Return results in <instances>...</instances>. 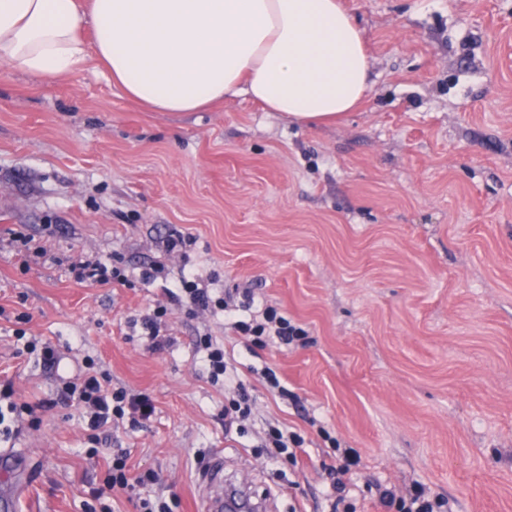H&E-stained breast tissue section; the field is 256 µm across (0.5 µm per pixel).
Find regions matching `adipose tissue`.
Here are the masks:
<instances>
[{
	"label": "adipose tissue",
	"mask_w": 512,
	"mask_h": 512,
	"mask_svg": "<svg viewBox=\"0 0 512 512\" xmlns=\"http://www.w3.org/2000/svg\"><path fill=\"white\" fill-rule=\"evenodd\" d=\"M91 58L150 112L243 95L308 125L352 111L370 76L340 0H0V62L52 80Z\"/></svg>",
	"instance_id": "ef3b65f1"
}]
</instances>
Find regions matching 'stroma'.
<instances>
[{
    "label": "stroma",
    "mask_w": 512,
    "mask_h": 512,
    "mask_svg": "<svg viewBox=\"0 0 512 512\" xmlns=\"http://www.w3.org/2000/svg\"><path fill=\"white\" fill-rule=\"evenodd\" d=\"M370 55L360 107L333 125L285 122L242 97L148 112L96 62L52 81L0 62V379L42 403L0 448L32 465L19 512H207L206 469L265 512H331L322 431L360 456L357 512L414 483L450 512H512V0H342ZM192 238L166 256L170 231ZM165 263L167 280L78 283L77 258ZM254 293L309 332L249 348L223 313L176 305L171 343L140 322L182 275ZM223 343L254 401L244 432L196 349ZM60 354L43 365L24 341ZM148 394L149 421L92 439L62 394L87 367ZM273 368L296 401L258 375ZM304 439L270 464L267 424ZM151 481L106 488L112 459Z\"/></svg>",
    "instance_id": "1"
}]
</instances>
